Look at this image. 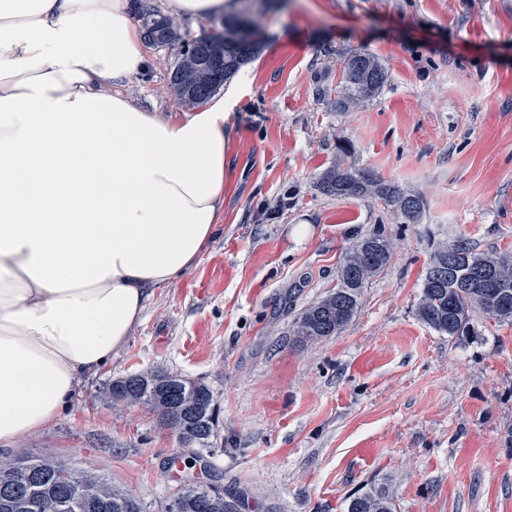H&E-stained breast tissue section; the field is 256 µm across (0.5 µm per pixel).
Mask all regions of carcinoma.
Masks as SVG:
<instances>
[{
    "label": "carcinoma",
    "instance_id": "obj_1",
    "mask_svg": "<svg viewBox=\"0 0 512 512\" xmlns=\"http://www.w3.org/2000/svg\"><path fill=\"white\" fill-rule=\"evenodd\" d=\"M237 2L240 8L224 17L221 32L182 46L170 74V89L179 104L194 107L208 101L258 54L259 19L275 6V0ZM140 17L150 45L165 47L177 40L171 20L150 10L142 11ZM386 81L387 73L374 57L352 55L343 61L336 107L367 103ZM319 189L330 196L378 199L407 224L417 222L426 206L422 196L341 159L324 173ZM391 254L392 241L381 229L354 242L345 254L336 286L297 319L294 336L298 341L315 342L347 326L359 309L363 288L387 268ZM476 309L512 322V256H488L462 244L438 247L421 285L420 320L461 341L475 335L472 314ZM110 394L114 406H149L181 446L210 447L218 404L204 381L155 368L113 381ZM242 502H249L243 490L226 491L188 476L159 512H238ZM102 503L110 508L98 509ZM0 512H145V508L133 493L67 458L35 457L21 451L13 461L0 465ZM347 512H394V502L385 488H373L350 500Z\"/></svg>",
    "mask_w": 512,
    "mask_h": 512
}]
</instances>
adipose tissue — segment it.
I'll use <instances>...</instances> for the list:
<instances>
[{
    "label": "adipose tissue",
    "mask_w": 512,
    "mask_h": 512,
    "mask_svg": "<svg viewBox=\"0 0 512 512\" xmlns=\"http://www.w3.org/2000/svg\"><path fill=\"white\" fill-rule=\"evenodd\" d=\"M129 0H0V444L55 421L220 230L230 96L180 117L122 85Z\"/></svg>",
    "instance_id": "obj_1"
}]
</instances>
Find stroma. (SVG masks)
Listing matches in <instances>:
<instances>
[{"instance_id": "stroma-1", "label": "stroma", "mask_w": 512, "mask_h": 512, "mask_svg": "<svg viewBox=\"0 0 512 512\" xmlns=\"http://www.w3.org/2000/svg\"><path fill=\"white\" fill-rule=\"evenodd\" d=\"M261 26L258 56L229 83L221 232L152 290L125 345L58 419L0 445V463L22 449L66 457L147 512L188 471L239 485L260 512H346L377 487L396 512H512V322L475 312L477 336L454 343L417 315L439 245L512 254V0H285ZM145 52L125 94L183 115L168 90L177 47ZM356 52L388 79L366 106L339 111L341 63ZM342 143L349 162L425 197L417 223L319 190ZM376 229L394 253L353 320L298 342L296 318ZM156 367L213 389L208 459L150 407L112 406V381Z\"/></svg>"}]
</instances>
